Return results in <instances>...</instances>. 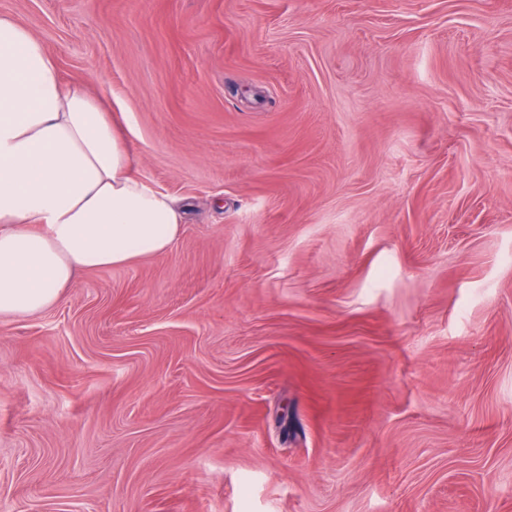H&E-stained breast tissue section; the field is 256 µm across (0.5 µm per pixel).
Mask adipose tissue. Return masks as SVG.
Here are the masks:
<instances>
[{
	"instance_id": "obj_1",
	"label": "adipose tissue",
	"mask_w": 512,
	"mask_h": 512,
	"mask_svg": "<svg viewBox=\"0 0 512 512\" xmlns=\"http://www.w3.org/2000/svg\"><path fill=\"white\" fill-rule=\"evenodd\" d=\"M182 224L111 113L0 15V318L46 311L81 272L165 255Z\"/></svg>"
}]
</instances>
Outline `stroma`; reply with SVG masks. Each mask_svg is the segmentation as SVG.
<instances>
[{
	"mask_svg": "<svg viewBox=\"0 0 512 512\" xmlns=\"http://www.w3.org/2000/svg\"><path fill=\"white\" fill-rule=\"evenodd\" d=\"M185 208L0 318V512H512V0H0Z\"/></svg>",
	"mask_w": 512,
	"mask_h": 512,
	"instance_id": "obj_1",
	"label": "stroma"
}]
</instances>
